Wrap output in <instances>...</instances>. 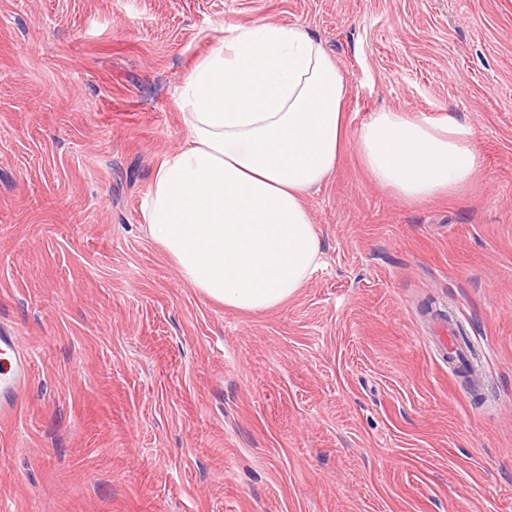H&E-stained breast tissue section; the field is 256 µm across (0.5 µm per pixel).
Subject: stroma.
<instances>
[{"label": "stroma", "instance_id": "35a3bbf8", "mask_svg": "<svg viewBox=\"0 0 512 512\" xmlns=\"http://www.w3.org/2000/svg\"><path fill=\"white\" fill-rule=\"evenodd\" d=\"M319 38L348 131L468 125L481 169L419 203L354 147L305 203L321 261L243 313L183 279L142 202L223 31ZM452 317L483 380L435 348ZM5 512H512V0H0ZM29 371V361L18 347L17 336L0 329V417L11 412Z\"/></svg>", "mask_w": 512, "mask_h": 512}]
</instances>
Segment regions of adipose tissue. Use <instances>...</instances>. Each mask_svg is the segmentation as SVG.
Segmentation results:
<instances>
[{"instance_id": "ef3b65f1", "label": "adipose tissue", "mask_w": 512, "mask_h": 512, "mask_svg": "<svg viewBox=\"0 0 512 512\" xmlns=\"http://www.w3.org/2000/svg\"><path fill=\"white\" fill-rule=\"evenodd\" d=\"M348 83L321 41L297 27H235L177 89L182 147L143 200L147 229L185 281L245 313L278 308L317 269L305 204L354 142L371 177L405 202L451 194L480 168L466 124L376 112L348 137Z\"/></svg>"}]
</instances>
